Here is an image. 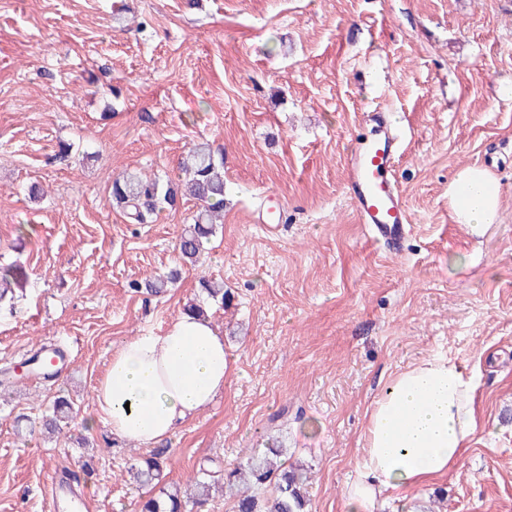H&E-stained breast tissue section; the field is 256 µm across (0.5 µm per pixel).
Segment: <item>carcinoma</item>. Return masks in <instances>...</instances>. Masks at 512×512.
Instances as JSON below:
<instances>
[{"label": "carcinoma", "instance_id": "1", "mask_svg": "<svg viewBox=\"0 0 512 512\" xmlns=\"http://www.w3.org/2000/svg\"><path fill=\"white\" fill-rule=\"evenodd\" d=\"M188 178L175 183L158 177H147L126 172L112 181V202L128 210L129 218L138 223L145 214L172 207L180 195H188L201 202V208L188 225L178 244L179 259L195 265L200 262L204 243L215 233V226L224 210L223 161L215 157L206 143L193 145L189 162L185 167ZM29 274L24 265L12 263L0 267V300L17 288H24ZM179 272L143 284L132 283L135 291L142 289L150 294H161L168 285L176 283ZM200 287L207 297L219 305L229 298L224 287L203 279ZM77 415L72 403L65 399L54 402L52 409L43 417L42 428L55 431L60 424L71 421ZM283 453L281 448H270L265 454L249 453L238 466L224 470L222 480L211 478L206 468L189 478L194 491H186L178 485L163 487L159 492L149 490L141 497L139 512H190L187 506H202L205 496L218 487L233 497L234 512H309L306 490L307 477L283 462L272 468L269 455ZM165 465L164 452L156 450L145 457L134 460L129 472L143 485H151L158 479Z\"/></svg>", "mask_w": 512, "mask_h": 512}]
</instances>
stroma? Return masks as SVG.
Listing matches in <instances>:
<instances>
[{"instance_id":"obj_1","label":"stroma","mask_w":512,"mask_h":512,"mask_svg":"<svg viewBox=\"0 0 512 512\" xmlns=\"http://www.w3.org/2000/svg\"><path fill=\"white\" fill-rule=\"evenodd\" d=\"M512 0H0V264L29 273L0 305V512H51L53 478L90 461L84 512H134L140 448L98 418L94 390L124 341L167 328L201 299L229 367L212 407L164 442L161 481L244 451L287 448L312 512H344L360 439L385 383L421 358L475 382L478 422L459 465L426 485L421 512H512ZM388 110L403 136L393 176L411 217L402 254L371 241L346 161ZM224 162L223 224L202 263L177 244L198 210L145 224L112 204L122 171L178 178L188 149ZM502 186L499 223H453L455 168ZM41 194L30 199V186ZM284 205L269 232L266 195ZM181 277L161 295L130 285ZM67 348L52 381L22 365ZM76 418L30 432L56 397ZM94 427H87V420Z\"/></svg>"}]
</instances>
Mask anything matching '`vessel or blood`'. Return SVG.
<instances>
[{"label":"vessel or blood","mask_w":512,"mask_h":512,"mask_svg":"<svg viewBox=\"0 0 512 512\" xmlns=\"http://www.w3.org/2000/svg\"><path fill=\"white\" fill-rule=\"evenodd\" d=\"M369 119L379 129L377 137L360 142L347 164V190L360 223L372 240L389 250L400 251L410 232V219L403 195L392 179L399 158L398 136L383 114ZM49 501L53 512H82V501L72 497L68 487L52 482Z\"/></svg>","instance_id":"b4317fda"}]
</instances>
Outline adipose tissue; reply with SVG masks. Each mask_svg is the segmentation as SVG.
I'll list each match as a JSON object with an SVG mask.
<instances>
[{
  "instance_id": "adipose-tissue-1",
  "label": "adipose tissue",
  "mask_w": 512,
  "mask_h": 512,
  "mask_svg": "<svg viewBox=\"0 0 512 512\" xmlns=\"http://www.w3.org/2000/svg\"><path fill=\"white\" fill-rule=\"evenodd\" d=\"M502 191L483 167L458 169L448 184L455 223H497ZM224 338L211 319L181 312L158 333L121 344L95 388L98 412L119 440L150 447L210 407L224 390ZM477 423L473 384L452 359L431 356L393 377L367 416L345 512L411 504L420 489L456 468Z\"/></svg>"
}]
</instances>
